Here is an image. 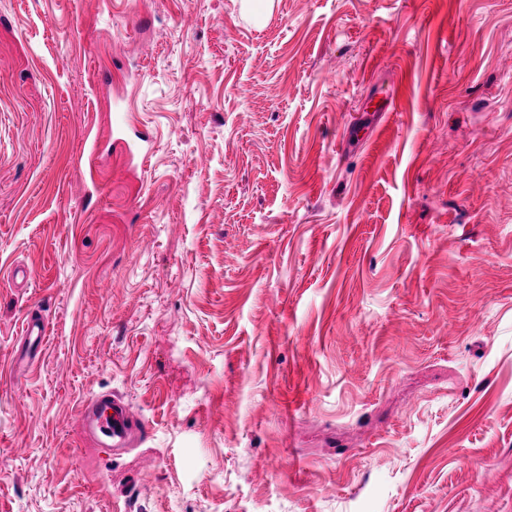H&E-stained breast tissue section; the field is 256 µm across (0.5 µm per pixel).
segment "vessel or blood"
I'll use <instances>...</instances> for the list:
<instances>
[{
    "label": "vessel or blood",
    "mask_w": 512,
    "mask_h": 512,
    "mask_svg": "<svg viewBox=\"0 0 512 512\" xmlns=\"http://www.w3.org/2000/svg\"><path fill=\"white\" fill-rule=\"evenodd\" d=\"M49 321L41 313L28 312L23 326V350L28 358H36L48 335ZM80 412L85 427L97 443L111 442L113 447L126 446L136 435L138 425L127 405L111 394H98L85 399Z\"/></svg>",
    "instance_id": "b4317fda"
}]
</instances>
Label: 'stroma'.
I'll use <instances>...</instances> for the list:
<instances>
[{
  "instance_id": "1",
  "label": "stroma",
  "mask_w": 512,
  "mask_h": 512,
  "mask_svg": "<svg viewBox=\"0 0 512 512\" xmlns=\"http://www.w3.org/2000/svg\"><path fill=\"white\" fill-rule=\"evenodd\" d=\"M0 512H512V0H0ZM49 321L39 312L29 311L25 316L22 340L25 354L29 361L36 358L40 352L38 349L42 345L48 335ZM111 410L110 414L107 411ZM85 427L102 447L112 440V447L126 446L139 432L128 406L111 393L98 394L85 399L80 406Z\"/></svg>"
}]
</instances>
